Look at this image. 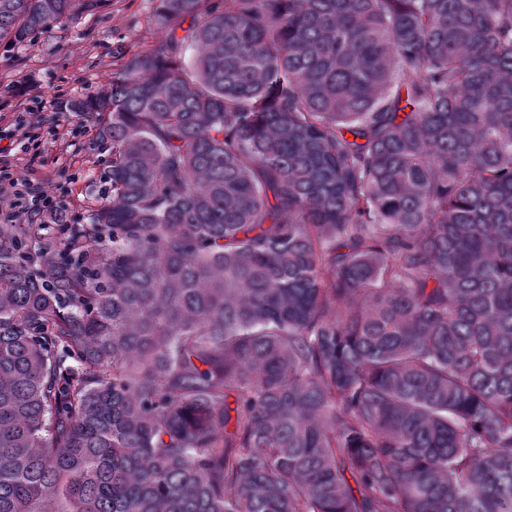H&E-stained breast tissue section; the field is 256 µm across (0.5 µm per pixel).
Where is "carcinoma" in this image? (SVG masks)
I'll list each match as a JSON object with an SVG mask.
<instances>
[{"mask_svg": "<svg viewBox=\"0 0 512 512\" xmlns=\"http://www.w3.org/2000/svg\"><path fill=\"white\" fill-rule=\"evenodd\" d=\"M156 2L0 224V512H512V0Z\"/></svg>", "mask_w": 512, "mask_h": 512, "instance_id": "cac0c4a2", "label": "carcinoma"}]
</instances>
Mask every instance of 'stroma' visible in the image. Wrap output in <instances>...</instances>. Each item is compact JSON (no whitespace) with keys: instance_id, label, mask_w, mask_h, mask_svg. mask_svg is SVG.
Masks as SVG:
<instances>
[{"instance_id":"1","label":"stroma","mask_w":512,"mask_h":512,"mask_svg":"<svg viewBox=\"0 0 512 512\" xmlns=\"http://www.w3.org/2000/svg\"><path fill=\"white\" fill-rule=\"evenodd\" d=\"M155 9V0H107L96 14L61 19L30 42L0 45V119L11 122L15 106L8 96L17 85L26 91V106L47 119L45 150L35 157L20 139H1L0 167L63 200L69 222L83 221L111 187L110 148L98 140L95 124L70 112L69 104L164 39Z\"/></svg>"}]
</instances>
